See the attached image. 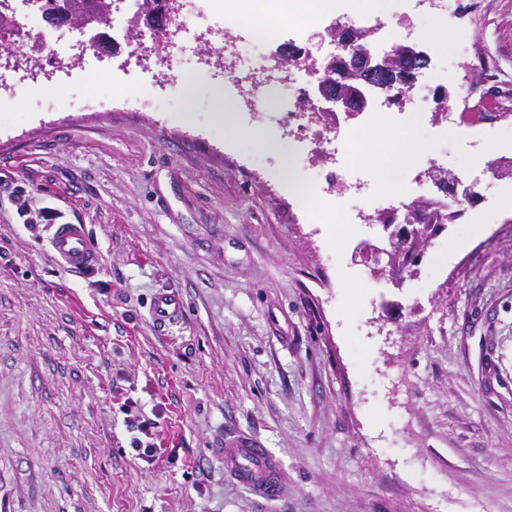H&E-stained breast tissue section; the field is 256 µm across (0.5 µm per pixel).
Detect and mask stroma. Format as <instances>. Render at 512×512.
Returning a JSON list of instances; mask_svg holds the SVG:
<instances>
[{"label":"stroma","instance_id":"35a3bbf8","mask_svg":"<svg viewBox=\"0 0 512 512\" xmlns=\"http://www.w3.org/2000/svg\"><path fill=\"white\" fill-rule=\"evenodd\" d=\"M417 44L457 111L500 88L490 124L436 136L434 99L389 120L454 174L512 159V0ZM447 28V42L436 32ZM201 66L152 107L71 105L56 81L0 100V512H512V177H487L402 283L363 277L354 224H316L283 164L286 114L226 112ZM87 224L97 276L50 259ZM185 307L159 333L149 306ZM164 453L138 459L124 401ZM245 436L278 467L256 499L224 467ZM184 310L181 296L174 290H162L151 301L150 314L153 321L163 328L177 323Z\"/></svg>","mask_w":512,"mask_h":512}]
</instances>
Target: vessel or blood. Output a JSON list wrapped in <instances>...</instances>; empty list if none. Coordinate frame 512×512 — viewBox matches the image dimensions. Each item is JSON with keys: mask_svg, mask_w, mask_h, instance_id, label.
<instances>
[{"mask_svg": "<svg viewBox=\"0 0 512 512\" xmlns=\"http://www.w3.org/2000/svg\"><path fill=\"white\" fill-rule=\"evenodd\" d=\"M49 245L54 262L70 273L88 280L100 269L99 250L87 225H55ZM183 310L184 302L173 290L158 292L150 304L153 321L163 328L177 323ZM224 465L256 495L273 497L280 490L276 465L262 448L249 441L236 439L226 442Z\"/></svg>", "mask_w": 512, "mask_h": 512, "instance_id": "b4317fda", "label": "vessel or blood"}]
</instances>
